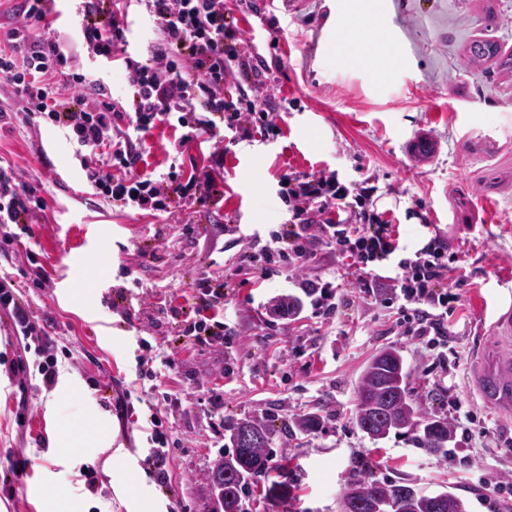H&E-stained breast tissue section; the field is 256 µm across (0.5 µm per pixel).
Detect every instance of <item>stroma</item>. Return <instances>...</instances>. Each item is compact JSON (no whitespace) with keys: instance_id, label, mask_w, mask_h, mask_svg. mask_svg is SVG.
<instances>
[{"instance_id":"obj_1","label":"stroma","mask_w":512,"mask_h":512,"mask_svg":"<svg viewBox=\"0 0 512 512\" xmlns=\"http://www.w3.org/2000/svg\"><path fill=\"white\" fill-rule=\"evenodd\" d=\"M342 2L266 0L254 13L224 0L271 68L285 110L280 135L269 141L241 142L224 129L216 141L178 147L168 126L146 134L147 169L158 177L173 165L186 172L206 165L214 147H223L224 199L192 223L176 209L152 215L90 195L76 144L47 121L0 125V158L23 171L47 203L31 234L0 225V277L12 280L51 343L49 354L39 353L0 309V512H68L77 491L87 512H128L104 466L108 452L89 438L91 411L111 420L116 445L149 478L144 488L129 482L128 495L159 496L166 512H213L208 475L226 452L222 419L272 420L271 458L288 464V502L255 478L242 497L245 512H339L346 481L362 472L428 495L449 491L468 512H487L478 483L484 467L512 476V415L488 405L474 384L479 353L512 359V341L501 340L494 324L496 313L512 307V68L466 54L478 39L512 54V0H371L383 18L372 39L396 56L384 76L334 54ZM77 5L61 0L56 25L70 47L69 70L104 79L114 99L128 100L122 61L96 59L80 46ZM417 139L429 142V152L414 151ZM290 169L371 180L379 210L391 212L408 251L433 231L446 237L456 257L449 282L460 295L448 317L446 362L396 331L395 309L361 292L332 258L307 273L341 272L343 301L333 318L308 310L295 321L273 315L271 301L294 291L285 271L229 295L231 336L223 346L178 344L171 312L195 308L192 282L224 274L239 251L285 221L278 180ZM465 200L475 222L453 223ZM228 216L236 227L230 235ZM121 288L127 299L117 298ZM162 298L170 307L163 314L150 307ZM387 347L400 350L425 412L447 415L449 399H460L481 434L455 433L443 452L417 447L406 434L370 441L354 423V389ZM168 356L174 365L166 371ZM49 357L58 373L80 381L81 394L44 385ZM51 398L54 416L46 410ZM302 412L320 415L323 428L283 433ZM155 429L166 446L152 442ZM65 431L84 459L74 475L48 452ZM161 448L168 460L162 480L151 464Z\"/></svg>"}]
</instances>
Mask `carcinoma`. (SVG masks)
<instances>
[{
    "label": "carcinoma",
    "mask_w": 512,
    "mask_h": 512,
    "mask_svg": "<svg viewBox=\"0 0 512 512\" xmlns=\"http://www.w3.org/2000/svg\"><path fill=\"white\" fill-rule=\"evenodd\" d=\"M470 53L484 59L499 57L500 49L494 42L478 41L470 47ZM410 373L407 370L390 368L388 362L374 357L363 371L355 390V424L370 440L377 443L375 435L387 427V422L379 419L374 407L366 406V400L375 397L377 403L387 400H401L395 422L397 427L412 433L413 439L422 448L431 451L441 449V442L453 436L448 419L431 416L424 412L417 401L411 398L408 390ZM258 429L259 439L250 450V457L241 461L242 452L239 437L246 427ZM322 426L316 413H306L295 417L292 430L300 434H310ZM229 440L233 451L220 459L211 468L209 481L218 497L232 512H241L242 495L247 481L251 478L266 477L273 468L269 465L275 426L263 419L248 418L228 425ZM348 485H355L360 492L363 504L354 506L352 512H467L466 504L450 492H443L439 504L414 486L404 482L379 483L362 478H354Z\"/></svg>",
    "instance_id": "1"
}]
</instances>
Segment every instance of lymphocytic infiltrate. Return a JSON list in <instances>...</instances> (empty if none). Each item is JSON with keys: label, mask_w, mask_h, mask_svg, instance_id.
<instances>
[{"label": "lymphocytic infiltrate", "mask_w": 512, "mask_h": 512, "mask_svg": "<svg viewBox=\"0 0 512 512\" xmlns=\"http://www.w3.org/2000/svg\"><path fill=\"white\" fill-rule=\"evenodd\" d=\"M158 32L144 60L127 55L126 0H81L79 38L87 53L104 59L124 53L133 90L130 106L115 102L103 81L67 71L69 50L52 22L56 0H18L17 22L0 46V90L8 92L25 120L40 117L67 130L78 147L81 169L94 195L127 209L167 212L172 206L205 208L219 202L224 152L210 163L158 178L145 168L140 136L155 126L177 124L178 144L213 134L217 126L242 141L278 135L282 105L269 66L254 54L224 0H141ZM60 83H45L48 75ZM377 186L345 183L336 173L291 171L278 195L288 219L269 231L261 246L243 252L229 274L203 275L192 289L198 307L179 334L186 346L224 340V300L235 286L266 278L282 268L300 271L298 288L312 307L333 314L335 276L302 274L319 251L346 260L366 293L386 291L396 304L397 326L429 349L448 338V314L460 300L448 285V243L433 236L407 252L399 229L376 204ZM46 203L12 165L0 164V224H31Z\"/></svg>", "instance_id": "1"}]
</instances>
